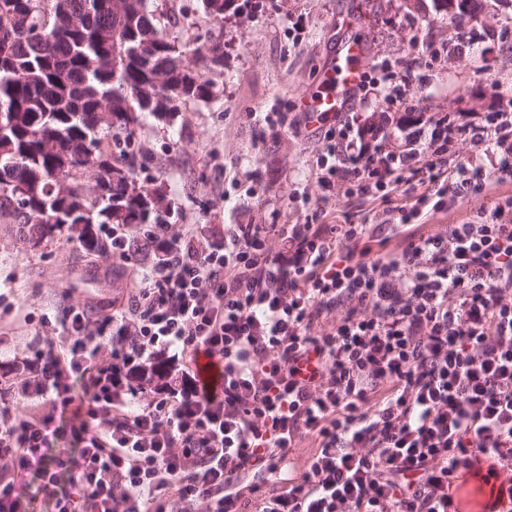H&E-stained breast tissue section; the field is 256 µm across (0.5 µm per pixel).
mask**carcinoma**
Instances as JSON below:
<instances>
[{"label":"carcinoma","mask_w":512,"mask_h":512,"mask_svg":"<svg viewBox=\"0 0 512 512\" xmlns=\"http://www.w3.org/2000/svg\"><path fill=\"white\" fill-rule=\"evenodd\" d=\"M0 9V216L20 241H51L64 231L104 253L100 224H165V198L136 185L133 126L143 114L162 117L178 100H204L209 80L184 65L152 0H4ZM449 22L471 14L460 0H434ZM196 54L224 59L207 40ZM166 87L134 100L155 76ZM109 112L112 123L100 124ZM93 153L100 193L81 190L83 150Z\"/></svg>","instance_id":"cac0c4a2"}]
</instances>
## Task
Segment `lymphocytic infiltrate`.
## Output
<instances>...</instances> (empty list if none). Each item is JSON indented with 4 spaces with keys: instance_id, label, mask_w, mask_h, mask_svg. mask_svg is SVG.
Returning a JSON list of instances; mask_svg holds the SVG:
<instances>
[{
    "instance_id": "f902f5d3",
    "label": "lymphocytic infiltrate",
    "mask_w": 512,
    "mask_h": 512,
    "mask_svg": "<svg viewBox=\"0 0 512 512\" xmlns=\"http://www.w3.org/2000/svg\"><path fill=\"white\" fill-rule=\"evenodd\" d=\"M411 83L383 67L358 98L404 106ZM432 125L395 151L336 122L318 179L385 198L512 177V109ZM458 140L487 166L445 171ZM379 230L292 224L276 252L272 224L225 225L219 244L190 224L101 225L128 296L104 317L71 307L69 353L47 344L17 366L0 397V512H30L22 471L52 512H459L479 467L512 502V198L393 245ZM202 355L222 363L220 386L200 381Z\"/></svg>"
}]
</instances>
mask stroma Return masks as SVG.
Listing matches in <instances>:
<instances>
[{"mask_svg": "<svg viewBox=\"0 0 512 512\" xmlns=\"http://www.w3.org/2000/svg\"><path fill=\"white\" fill-rule=\"evenodd\" d=\"M183 61L213 84L205 101L179 102L163 118L135 128L136 175L171 203V224H193L210 240L228 224L382 223L389 207L410 206L423 187L403 186L390 202L323 187L318 162L324 133L309 128L296 97L315 87L319 71L346 30L366 38V67L414 66L415 108L377 98L354 103L360 126L403 146L429 120L449 112L479 122L512 99V0H480L466 17V38L435 18L433 0H250L223 23L206 17L202 0H155ZM221 37L224 60L191 52L194 42ZM512 196V178L489 180L483 193H464L449 209L429 211L424 223L440 229L489 216ZM112 257L57 235L21 243L18 227L0 219V392L15 380L13 365L35 337L67 352L61 324L70 306L92 303L110 313L127 293L126 278L104 275Z\"/></svg>", "mask_w": 512, "mask_h": 512, "instance_id": "obj_1", "label": "stroma"}]
</instances>
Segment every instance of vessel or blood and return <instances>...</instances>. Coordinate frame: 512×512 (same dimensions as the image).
Masks as SVG:
<instances>
[{
  "mask_svg": "<svg viewBox=\"0 0 512 512\" xmlns=\"http://www.w3.org/2000/svg\"><path fill=\"white\" fill-rule=\"evenodd\" d=\"M365 56L364 37L352 34L324 64L317 86L300 93L298 108L309 126H321L324 118L347 111L364 74Z\"/></svg>",
  "mask_w": 512,
  "mask_h": 512,
  "instance_id": "1",
  "label": "vessel or blood"
}]
</instances>
